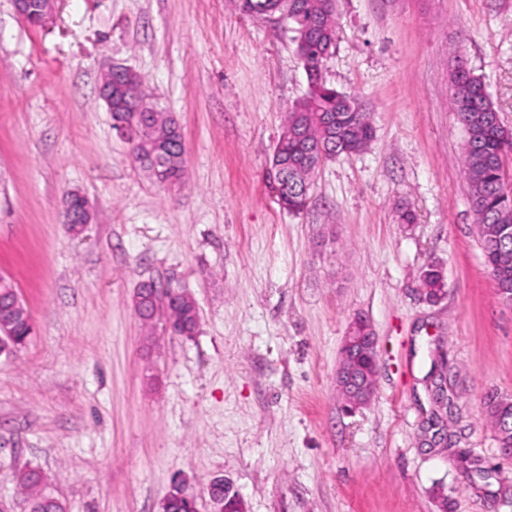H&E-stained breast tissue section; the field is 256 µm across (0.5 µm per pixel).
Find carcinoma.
Returning a JSON list of instances; mask_svg holds the SVG:
<instances>
[{"label": "carcinoma", "mask_w": 512, "mask_h": 512, "mask_svg": "<svg viewBox=\"0 0 512 512\" xmlns=\"http://www.w3.org/2000/svg\"><path fill=\"white\" fill-rule=\"evenodd\" d=\"M251 15L275 9L287 14L288 22L302 38V59L308 91L288 110L284 132L272 155L271 169L280 180L283 208L299 212L307 204L310 178L318 167L343 154L351 143L355 152L366 149L373 137L371 117L354 99L327 84L324 62L336 47L335 0H239ZM113 83L128 86L126 98L112 100V120L125 121L130 128V159L162 186L177 185L185 175V149L176 118L169 112L142 104L144 91L138 74L113 75ZM450 104L455 112L468 111L462 120L464 176L487 269L500 295L512 301V205L505 201L502 158L512 152V133L501 123L482 78L463 65L451 74ZM136 296L138 312L145 322L154 319L164 303L165 327L174 335L190 338L198 327L195 301L186 294L160 295L156 285L145 282ZM0 319L12 336L0 342V355H10L32 334L31 316L13 283L0 284ZM487 415L501 448L512 449V398L487 396ZM460 468L471 484L486 480L488 470L481 458L459 456ZM27 495L28 512H65L64 505L42 486L34 468L19 476ZM162 512H193V502L176 485L159 505Z\"/></svg>", "instance_id": "cac0c4a2"}]
</instances>
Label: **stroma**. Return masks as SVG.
I'll return each mask as SVG.
<instances>
[{"label": "stroma", "instance_id": "1", "mask_svg": "<svg viewBox=\"0 0 512 512\" xmlns=\"http://www.w3.org/2000/svg\"><path fill=\"white\" fill-rule=\"evenodd\" d=\"M326 80L372 116L364 151L280 207L269 162L307 92L295 34L236 0H55L34 27L0 0V275L30 311L0 356V512L21 470L66 512H158L181 476L209 512L229 481L246 512H512L485 397L512 398V302L498 293L463 176L450 75H480L512 130V0H336ZM178 119L185 178L134 168L99 96L108 63ZM83 195L92 220L65 222ZM415 215L400 223L399 208ZM443 275L428 299L422 276ZM193 296L195 336L143 326L140 283ZM377 337L372 401L336 387L355 317ZM446 360L454 453L424 445ZM490 470L473 488L457 455Z\"/></svg>", "mask_w": 512, "mask_h": 512}]
</instances>
